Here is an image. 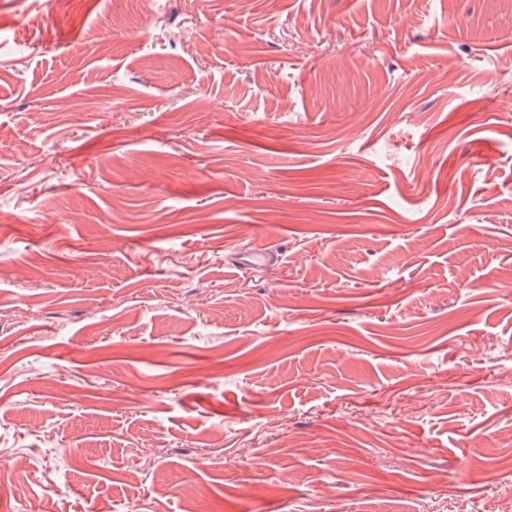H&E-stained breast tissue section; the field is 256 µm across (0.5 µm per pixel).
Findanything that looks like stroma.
<instances>
[{"label":"stroma","mask_w":512,"mask_h":512,"mask_svg":"<svg viewBox=\"0 0 512 512\" xmlns=\"http://www.w3.org/2000/svg\"><path fill=\"white\" fill-rule=\"evenodd\" d=\"M509 99L512 0H0V512H492Z\"/></svg>","instance_id":"obj_1"}]
</instances>
